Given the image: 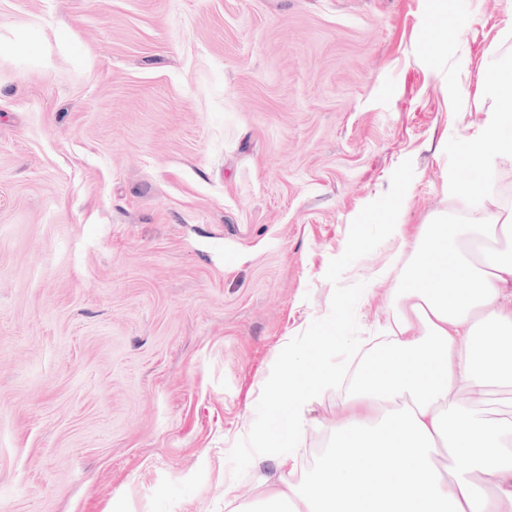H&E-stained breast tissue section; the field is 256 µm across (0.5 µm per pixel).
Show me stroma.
<instances>
[{"label": "stroma", "mask_w": 512, "mask_h": 512, "mask_svg": "<svg viewBox=\"0 0 512 512\" xmlns=\"http://www.w3.org/2000/svg\"><path fill=\"white\" fill-rule=\"evenodd\" d=\"M489 52L512 0H0V512L253 500L266 374L383 336Z\"/></svg>", "instance_id": "obj_1"}]
</instances>
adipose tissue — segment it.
<instances>
[{
	"mask_svg": "<svg viewBox=\"0 0 512 512\" xmlns=\"http://www.w3.org/2000/svg\"><path fill=\"white\" fill-rule=\"evenodd\" d=\"M484 87L492 105L469 155L512 164V65L490 64ZM447 183L473 215L422 226L387 325L391 346L352 378L328 460L291 482L305 411L337 382L319 366L323 336L309 359L284 354L270 374L269 392L292 408L285 428L253 440L278 475L232 512H512V413L490 417L470 397L512 390V206L483 213L489 179Z\"/></svg>",
	"mask_w": 512,
	"mask_h": 512,
	"instance_id": "adipose-tissue-1",
	"label": "adipose tissue"
}]
</instances>
